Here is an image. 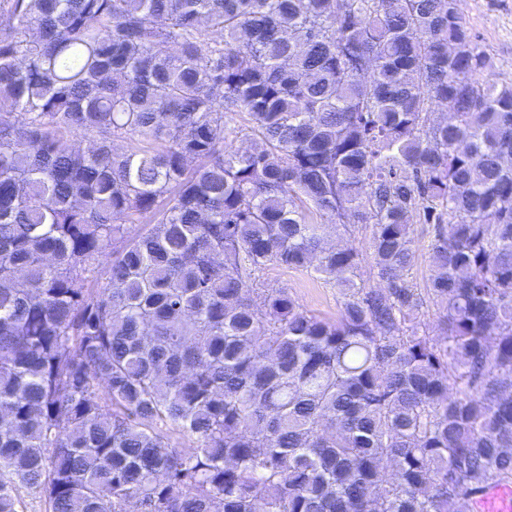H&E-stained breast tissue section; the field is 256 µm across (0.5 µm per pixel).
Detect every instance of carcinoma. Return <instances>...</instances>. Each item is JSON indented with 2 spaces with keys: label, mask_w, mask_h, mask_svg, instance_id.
Returning a JSON list of instances; mask_svg holds the SVG:
<instances>
[{
  "label": "carcinoma",
  "mask_w": 512,
  "mask_h": 512,
  "mask_svg": "<svg viewBox=\"0 0 512 512\" xmlns=\"http://www.w3.org/2000/svg\"><path fill=\"white\" fill-rule=\"evenodd\" d=\"M493 67L458 0H0V512H474L511 482ZM414 236L416 241V259L412 269L409 272V277L421 288L425 286L431 275V269L428 262L427 245L428 234L427 224H419L417 219H414ZM268 288H286L294 293L305 308L326 318H335L339 302L336 289L326 285L318 274H306L279 267L270 268L264 275Z\"/></svg>",
  "instance_id": "1"
}]
</instances>
